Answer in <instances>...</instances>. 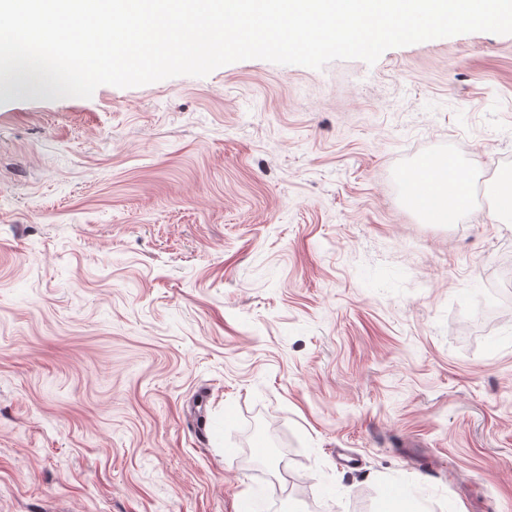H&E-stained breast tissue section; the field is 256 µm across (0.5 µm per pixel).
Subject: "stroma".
Instances as JSON below:
<instances>
[{
    "label": "stroma",
    "instance_id": "stroma-1",
    "mask_svg": "<svg viewBox=\"0 0 512 512\" xmlns=\"http://www.w3.org/2000/svg\"><path fill=\"white\" fill-rule=\"evenodd\" d=\"M512 34L0 85V512H512ZM417 165L421 176L434 185V199L431 205H424L416 182H407L406 188L414 205L421 212L438 214L442 224L456 220L468 207L463 197L459 199L454 193L456 190L461 191L462 185L467 182V172L456 161L447 157L425 158ZM448 172L455 173L456 177L448 178ZM448 187H453L454 190L448 192Z\"/></svg>",
    "mask_w": 512,
    "mask_h": 512
}]
</instances>
